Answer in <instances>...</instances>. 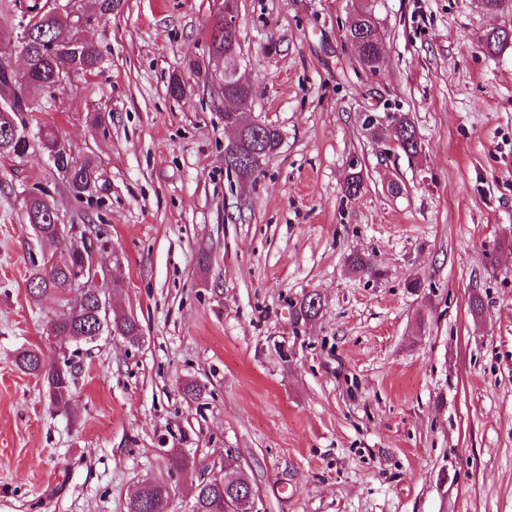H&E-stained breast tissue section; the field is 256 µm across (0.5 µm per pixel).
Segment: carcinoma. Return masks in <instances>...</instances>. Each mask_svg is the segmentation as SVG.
Here are the masks:
<instances>
[{"mask_svg": "<svg viewBox=\"0 0 512 512\" xmlns=\"http://www.w3.org/2000/svg\"><path fill=\"white\" fill-rule=\"evenodd\" d=\"M26 10L33 21L29 40L26 43V71L18 73L7 69L0 63V156L11 157L24 161L29 151L35 147L45 154L57 145L62 137L48 126H38L36 132L26 133L20 129L18 138L10 134V123L4 118L8 114L17 118L21 112H33L35 106L28 93L41 90L49 94L60 88V63L66 61L71 65V74H92L101 65L102 56L98 47L86 42L79 36L80 18L64 11L56 13L47 7L44 0H27ZM353 18L357 19L353 36L365 41L367 56L365 64L371 69H381L385 60L377 55L379 41V22L371 9L360 7L355 9ZM389 131L403 142L404 154L408 157L419 155L422 150L421 141L411 121L403 113L389 116ZM281 133L272 125L261 129V138L247 133L234 146L236 157L233 160L234 170L243 178L258 172L259 167L248 166L240 159L247 158L255 149L254 142H260V148L267 154H274L281 144ZM62 175L69 192L76 198L92 194L99 187L100 174L98 166L89 158L77 159L71 154L62 155V163L55 165ZM23 211L26 222L36 231L46 232L58 223L59 217L55 205L43 193L39 197H23ZM82 269L81 254L69 252V262L58 265L42 266L31 274L29 293L39 298L49 292H62L72 287L76 271ZM320 298L308 295L302 299L297 315L312 318L320 310ZM105 323L104 331L117 333L128 339L130 343L140 342L141 330L138 321L133 317H109L106 310H98L97 299L88 296L79 314L64 312L50 323L51 331L57 336H70L74 339L87 341L92 339L97 319ZM16 364L20 370L40 377L45 385L49 403L55 408L68 406L72 395L73 366L64 361L62 367L48 366L40 363L38 351L26 349L18 353ZM225 482L214 479L203 481L196 487L195 501L192 512H222L225 503L235 502L240 495H246L252 487L241 475L224 473ZM170 494L164 484H149L146 488L131 497L126 505V512H167Z\"/></svg>", "mask_w": 512, "mask_h": 512, "instance_id": "obj_1", "label": "carcinoma"}]
</instances>
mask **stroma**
Masks as SVG:
<instances>
[{
  "instance_id": "35a3bbf8",
  "label": "stroma",
  "mask_w": 512,
  "mask_h": 512,
  "mask_svg": "<svg viewBox=\"0 0 512 512\" xmlns=\"http://www.w3.org/2000/svg\"><path fill=\"white\" fill-rule=\"evenodd\" d=\"M358 3L384 37L372 80L344 40ZM211 12L123 0L86 31L101 72L23 113L95 160L94 196L40 150L0 156V512H125L152 479L190 512L229 462L254 490L241 512H512V42L483 40L512 0H238L239 110L282 135L247 180L224 163ZM369 111L407 114L421 154L387 152ZM31 191L94 243L139 345L47 334L78 293L29 294L63 256L23 218ZM31 348L73 364L67 408L16 366Z\"/></svg>"
}]
</instances>
